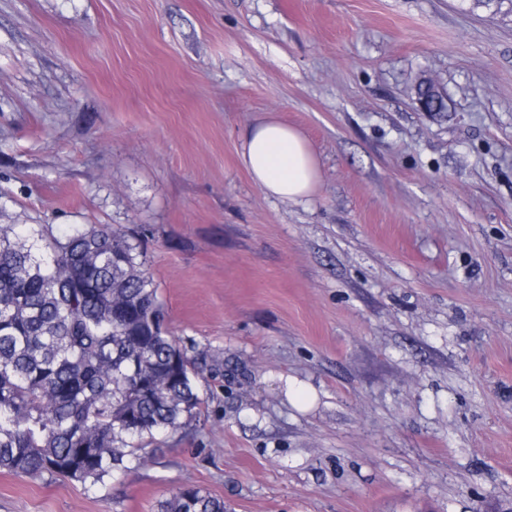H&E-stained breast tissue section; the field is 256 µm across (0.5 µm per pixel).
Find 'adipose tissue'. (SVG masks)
Segmentation results:
<instances>
[{"instance_id":"ef3b65f1","label":"adipose tissue","mask_w":512,"mask_h":512,"mask_svg":"<svg viewBox=\"0 0 512 512\" xmlns=\"http://www.w3.org/2000/svg\"><path fill=\"white\" fill-rule=\"evenodd\" d=\"M240 158L253 182L281 200L308 198L319 183V161L310 142L278 120L251 124L243 135Z\"/></svg>"}]
</instances>
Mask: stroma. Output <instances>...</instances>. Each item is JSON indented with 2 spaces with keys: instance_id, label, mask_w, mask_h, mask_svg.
Returning <instances> with one entry per match:
<instances>
[{
  "instance_id": "1",
  "label": "stroma",
  "mask_w": 512,
  "mask_h": 512,
  "mask_svg": "<svg viewBox=\"0 0 512 512\" xmlns=\"http://www.w3.org/2000/svg\"><path fill=\"white\" fill-rule=\"evenodd\" d=\"M448 97L420 111L414 88ZM299 128V202L240 161ZM130 230L196 429L93 487L0 472V512L512 507V12L462 0H0V225ZM241 162L268 196L300 201L319 183L318 158L308 139L287 123L264 119L251 124L242 139ZM158 512H227L224 500L196 487L178 488L160 504Z\"/></svg>"
}]
</instances>
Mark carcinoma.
Wrapping results in <instances>:
<instances>
[{
	"instance_id": "cac0c4a2",
	"label": "carcinoma",
	"mask_w": 512,
	"mask_h": 512,
	"mask_svg": "<svg viewBox=\"0 0 512 512\" xmlns=\"http://www.w3.org/2000/svg\"><path fill=\"white\" fill-rule=\"evenodd\" d=\"M122 227L28 244L0 226V471L106 485L202 413L206 355H188ZM158 512H226L177 489Z\"/></svg>"
}]
</instances>
